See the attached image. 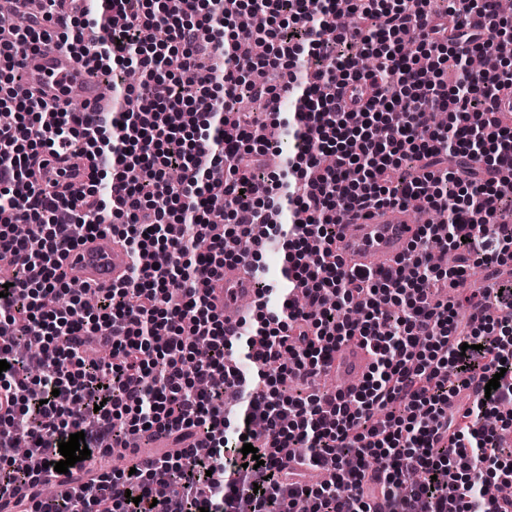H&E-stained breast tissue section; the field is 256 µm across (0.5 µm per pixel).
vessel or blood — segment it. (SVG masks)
<instances>
[{
  "label": "vessel or blood",
  "mask_w": 512,
  "mask_h": 512,
  "mask_svg": "<svg viewBox=\"0 0 512 512\" xmlns=\"http://www.w3.org/2000/svg\"><path fill=\"white\" fill-rule=\"evenodd\" d=\"M91 67V62L76 60L66 48L44 50L29 55L24 87L41 91L46 98L62 103L80 100L88 112L111 111L112 100L103 95ZM418 230L419 225L409 210L398 206L353 213L345 220L341 231L340 253L350 265H389L405 254ZM63 265L65 270H78L91 287L107 288L128 276L132 257L118 238L96 234L70 249ZM207 292L229 331L237 329L247 316V302L258 299V285L241 263L225 266L212 278ZM369 363L366 350L349 344L337 352L327 373L335 377L339 388L344 390L359 383Z\"/></svg>",
  "instance_id": "vessel-or-blood-1"
}]
</instances>
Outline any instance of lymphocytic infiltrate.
I'll list each match as a JSON object with an SVG mask.
<instances>
[{"mask_svg": "<svg viewBox=\"0 0 512 512\" xmlns=\"http://www.w3.org/2000/svg\"><path fill=\"white\" fill-rule=\"evenodd\" d=\"M13 2L15 24L0 31V107L14 116L0 124V512H293L299 500L308 512H373L379 498L389 512H512V279L456 302L436 293L512 258V224L496 219L512 207L496 178L512 170V125L496 112L512 71L461 65L512 37L496 0H449L443 15L428 0H351L343 28L334 0H90L77 15L67 0H42L36 14ZM242 12L257 26L237 27ZM53 45L105 72L136 65L144 79L118 111H73L22 88L28 54ZM425 57L460 63L456 89L423 80ZM284 84L302 94L289 116L271 115L299 146L268 179L288 197L279 207L249 190L270 147L236 103L245 87L268 100ZM47 154L65 162L49 181ZM76 154L89 173L73 196ZM400 167L403 179L382 180ZM395 205L445 221L421 225L395 266H345L340 212ZM98 232L121 238L135 263L88 308L60 259ZM229 237L249 249L226 252ZM280 240L278 311L260 294L248 332L227 335L201 286ZM432 243L455 265L431 262ZM35 340L36 377L25 357ZM353 341L372 359L360 384L302 394ZM465 393L466 407L452 405ZM161 431L179 453L110 474L79 461L65 489L37 497L41 464L59 462L71 434L96 456L102 441L149 444ZM20 435L37 466L13 461ZM247 442L259 468L244 464Z\"/></svg>", "mask_w": 512, "mask_h": 512, "instance_id": "lymphocytic-infiltrate-1", "label": "lymphocytic infiltrate"}]
</instances>
